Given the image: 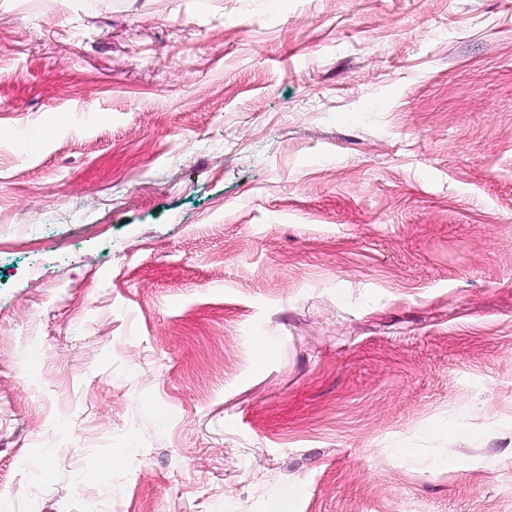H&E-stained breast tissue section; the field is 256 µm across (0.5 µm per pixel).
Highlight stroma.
I'll use <instances>...</instances> for the list:
<instances>
[{"mask_svg": "<svg viewBox=\"0 0 512 512\" xmlns=\"http://www.w3.org/2000/svg\"><path fill=\"white\" fill-rule=\"evenodd\" d=\"M19 224L0 512H512V0H0Z\"/></svg>", "mask_w": 512, "mask_h": 512, "instance_id": "1", "label": "stroma"}]
</instances>
